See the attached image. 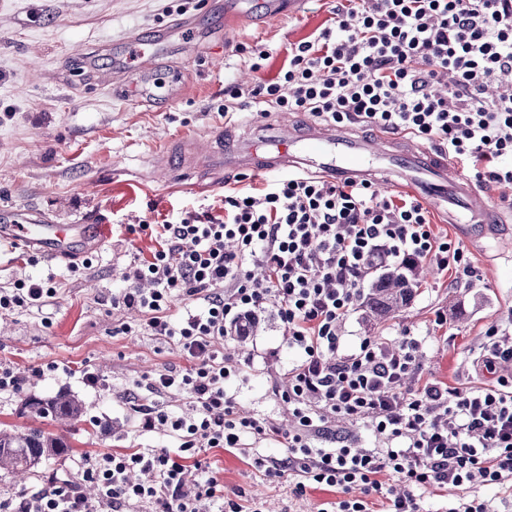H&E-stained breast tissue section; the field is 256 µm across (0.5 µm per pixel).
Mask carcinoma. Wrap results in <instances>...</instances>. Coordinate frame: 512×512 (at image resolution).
Masks as SVG:
<instances>
[{
	"instance_id": "cac0c4a2",
	"label": "carcinoma",
	"mask_w": 512,
	"mask_h": 512,
	"mask_svg": "<svg viewBox=\"0 0 512 512\" xmlns=\"http://www.w3.org/2000/svg\"><path fill=\"white\" fill-rule=\"evenodd\" d=\"M417 270L411 266L391 265L381 270L365 297L366 314L376 319L386 318L407 306L413 295ZM35 419L66 423L82 413V404L68 393L48 400L31 399L26 403ZM68 448L64 437L40 427L23 433L0 430V470L13 475L31 471L43 459L59 456Z\"/></svg>"
}]
</instances>
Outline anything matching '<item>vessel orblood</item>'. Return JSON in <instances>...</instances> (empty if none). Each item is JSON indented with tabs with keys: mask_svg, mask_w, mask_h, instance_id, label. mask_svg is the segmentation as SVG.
<instances>
[{
	"mask_svg": "<svg viewBox=\"0 0 512 512\" xmlns=\"http://www.w3.org/2000/svg\"><path fill=\"white\" fill-rule=\"evenodd\" d=\"M305 0H262L263 18L270 21L298 13ZM190 18L171 21L152 38L132 35L123 45L137 61L133 71H113L114 86L136 89L142 76L159 71L173 47H193ZM163 173L174 169L228 173L313 171L331 180L369 182L389 189L406 182L416 194L444 211L464 236L503 221V214L485 192L435 152L395 134L356 133L318 121L273 123L267 134L238 138L215 134L205 139L176 141L154 160ZM106 224H53L36 209L0 210V243L38 252L47 259L72 261L82 251L101 246L109 235Z\"/></svg>",
	"mask_w": 512,
	"mask_h": 512,
	"instance_id": "b4317fda",
	"label": "vessel or blood"
}]
</instances>
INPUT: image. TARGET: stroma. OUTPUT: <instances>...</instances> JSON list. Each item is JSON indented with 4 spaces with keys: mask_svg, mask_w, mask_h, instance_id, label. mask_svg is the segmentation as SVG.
I'll return each mask as SVG.
<instances>
[{
    "mask_svg": "<svg viewBox=\"0 0 512 512\" xmlns=\"http://www.w3.org/2000/svg\"><path fill=\"white\" fill-rule=\"evenodd\" d=\"M225 0H0V207L35 208L60 223L94 220L111 232L88 255L89 268L39 258L29 264L22 249L0 246V287L17 279H53L58 293L41 307L0 317V364L23 381L19 392L0 394V428L34 426L26 402L66 392L86 412L67 429L46 421L43 429L64 432L69 445L60 457L42 463L19 480L0 472V497L23 495L53 473H72L89 452L128 448H174L161 430H142L136 404L190 413L185 394L154 395L139 383L186 360L175 348L140 332L121 333L120 322L136 314L116 310L113 294L125 288L123 271L134 256L157 248L148 233H128L147 220L173 221L187 212L219 211L225 195L267 183L262 175L209 171L185 180L152 169L155 155L178 139L211 132L240 136L264 120L248 108L225 119L219 107L225 86L273 76L288 44L326 25L345 0H307L300 14L267 23L239 21L226 26L218 7ZM197 18L203 43L198 51L175 54L159 71L168 91L154 99L117 95L101 77L114 63L112 44L127 35L150 34L170 20ZM270 54L253 71L250 47ZM477 277L465 286L427 266L413 286L409 305L381 321L357 309L345 322L346 348L375 336L397 343L403 334L421 340L425 377L455 386L477 380L473 359L491 324L512 325V223L490 225L479 242L467 245ZM447 321L436 325L437 312ZM224 350L249 357L243 375L230 386L244 412L289 424L291 415L279 392L294 354L283 329L264 313L258 330ZM99 373L91 388L83 369ZM206 456L224 483V494L241 497L252 512H319L337 493L311 489L298 497L289 477L266 480L247 457L222 449Z\"/></svg>",
    "mask_w": 512,
    "mask_h": 512,
    "instance_id": "obj_1",
    "label": "stroma"
}]
</instances>
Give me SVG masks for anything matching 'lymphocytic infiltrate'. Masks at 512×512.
<instances>
[{
	"instance_id": "obj_1",
	"label": "lymphocytic infiltrate",
	"mask_w": 512,
	"mask_h": 512,
	"mask_svg": "<svg viewBox=\"0 0 512 512\" xmlns=\"http://www.w3.org/2000/svg\"><path fill=\"white\" fill-rule=\"evenodd\" d=\"M512 0H348L331 22L289 44L277 75L224 89L225 117L254 104L305 112L418 139L462 166L476 183L512 187ZM160 247L133 258L113 296L140 314L138 328L172 344L188 362L149 380L152 392L188 393L195 412L142 409V425L162 428L175 448L84 456L72 475L50 476L0 512H245L209 474L210 449L245 451L246 439L282 441L280 459L253 457L268 477L289 475L292 492L337 490L330 512H421L419 490L456 489L448 512H494L477 488L512 491V378L444 386L422 376L419 342L396 347L362 337L345 350L342 323L373 268L396 260L432 263L469 283L464 246L435 233L425 204L378 195L371 184L295 173L224 198L223 212L185 213L151 223ZM265 270L254 278L251 268ZM52 280L0 289V315L40 306ZM195 308L173 318L174 301ZM279 320L296 358L281 394L294 424L243 415L230 391L244 364L220 350L246 340L264 312ZM369 420L375 440L358 449L338 441L337 421ZM205 478L189 483L191 471ZM403 483L401 493L386 478ZM92 485L87 497L81 484Z\"/></svg>"
}]
</instances>
